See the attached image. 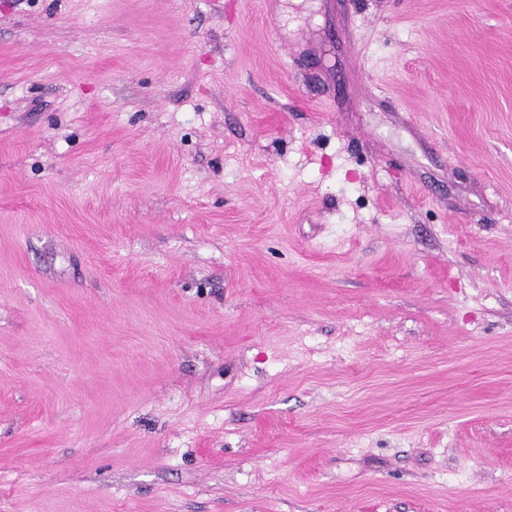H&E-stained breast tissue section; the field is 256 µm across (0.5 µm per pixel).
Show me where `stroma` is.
<instances>
[{
    "label": "stroma",
    "instance_id": "1",
    "mask_svg": "<svg viewBox=\"0 0 512 512\" xmlns=\"http://www.w3.org/2000/svg\"><path fill=\"white\" fill-rule=\"evenodd\" d=\"M0 512H512V0H0Z\"/></svg>",
    "mask_w": 512,
    "mask_h": 512
}]
</instances>
